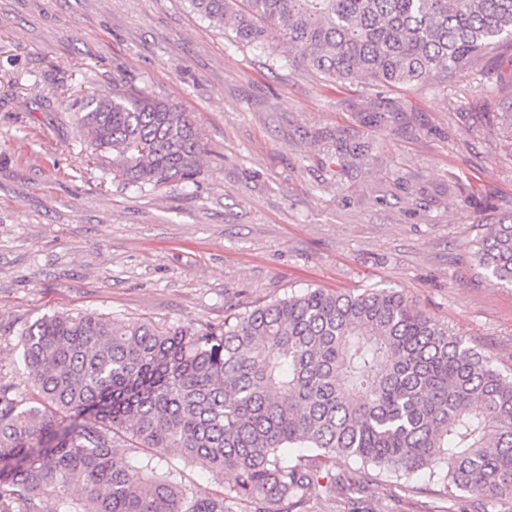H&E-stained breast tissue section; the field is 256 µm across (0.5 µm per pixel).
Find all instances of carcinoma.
<instances>
[{
	"mask_svg": "<svg viewBox=\"0 0 512 512\" xmlns=\"http://www.w3.org/2000/svg\"><path fill=\"white\" fill-rule=\"evenodd\" d=\"M187 2L238 43L286 44L287 62L377 93L447 82L512 47V0ZM78 120L131 187L200 173L188 113L121 80ZM473 255L512 286V215ZM18 346L24 372L0 381V512H229L172 457L233 474L246 512H310L338 458L512 501V373L397 291L309 287L193 329L53 313ZM118 438L147 453H118Z\"/></svg>",
	"mask_w": 512,
	"mask_h": 512,
	"instance_id": "carcinoma-1",
	"label": "carcinoma"
}]
</instances>
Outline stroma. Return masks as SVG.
<instances>
[{"instance_id": "stroma-1", "label": "stroma", "mask_w": 512, "mask_h": 512, "mask_svg": "<svg viewBox=\"0 0 512 512\" xmlns=\"http://www.w3.org/2000/svg\"><path fill=\"white\" fill-rule=\"evenodd\" d=\"M186 0H0V379L18 333L58 311L195 328L312 286L391 288L512 372V288L472 260L512 212V48L448 84H330ZM187 112L195 181L143 189L88 158L76 120L113 79ZM457 208H449V198ZM313 512H478L337 460Z\"/></svg>"}]
</instances>
